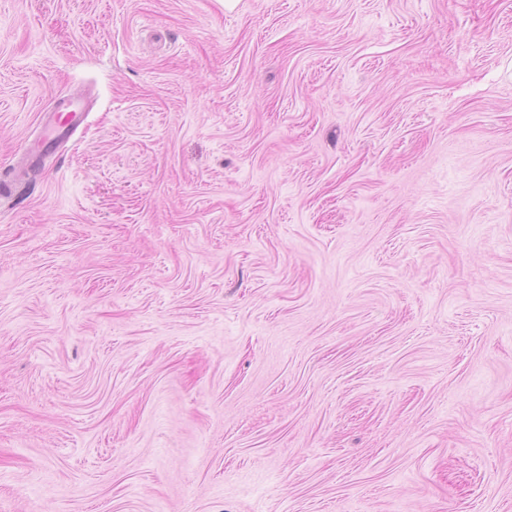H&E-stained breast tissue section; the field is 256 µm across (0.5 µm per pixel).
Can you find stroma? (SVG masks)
<instances>
[{"label":"stroma","instance_id":"35a3bbf8","mask_svg":"<svg viewBox=\"0 0 512 512\" xmlns=\"http://www.w3.org/2000/svg\"><path fill=\"white\" fill-rule=\"evenodd\" d=\"M6 178L0 512H512V0H0ZM87 118L80 100L76 97L61 99L54 110L45 114L39 144L47 149H56L65 144Z\"/></svg>","mask_w":512,"mask_h":512}]
</instances>
